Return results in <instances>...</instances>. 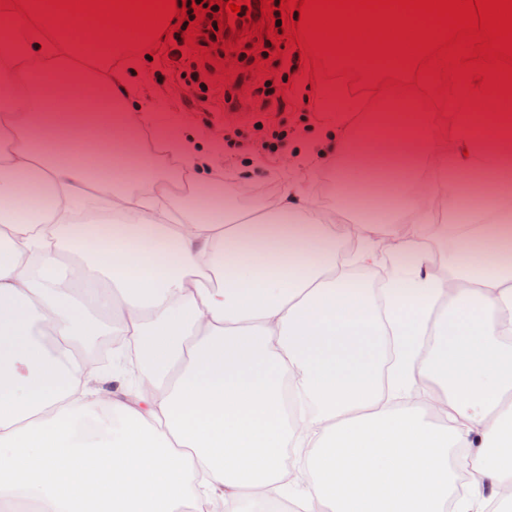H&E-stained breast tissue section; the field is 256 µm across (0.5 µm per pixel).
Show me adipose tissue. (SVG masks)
<instances>
[{"instance_id": "1", "label": "adipose tissue", "mask_w": 512, "mask_h": 512, "mask_svg": "<svg viewBox=\"0 0 512 512\" xmlns=\"http://www.w3.org/2000/svg\"><path fill=\"white\" fill-rule=\"evenodd\" d=\"M28 14L0 23V87L25 93L0 112V512H261L288 495L296 512H486L512 491L511 122L451 111L399 129L381 148L406 158L400 206L354 231L293 199L199 222L163 207L147 159L144 190L99 177L151 117L128 93L136 66L111 72L76 45L130 33L79 20L50 38L44 9ZM344 132L321 121L300 148L335 143L342 182L368 145ZM90 201L110 218L72 223ZM465 222L479 249L449 259L452 289L421 240ZM383 260L385 293L349 272ZM109 333L145 355L143 387L85 364Z\"/></svg>"}]
</instances>
